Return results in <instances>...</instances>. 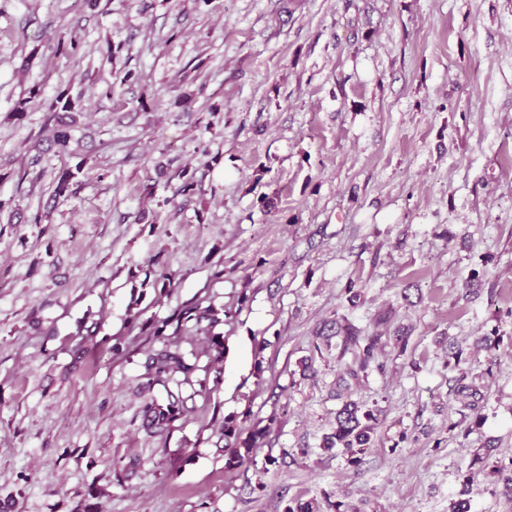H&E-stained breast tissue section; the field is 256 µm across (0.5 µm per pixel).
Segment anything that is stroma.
Returning a JSON list of instances; mask_svg holds the SVG:
<instances>
[{"instance_id": "1", "label": "stroma", "mask_w": 512, "mask_h": 512, "mask_svg": "<svg viewBox=\"0 0 512 512\" xmlns=\"http://www.w3.org/2000/svg\"><path fill=\"white\" fill-rule=\"evenodd\" d=\"M61 93L88 161L54 200ZM0 199L45 217L0 215L7 512H512L474 462L512 459V0H0ZM198 300L206 386L148 435L147 328ZM336 317L382 334L378 367L344 378ZM348 400L380 421L355 467L322 449ZM225 421L256 442L232 470ZM46 121L47 150L54 149L57 153H69V144L72 138L71 131L79 123L83 112L77 107L74 100L64 94L58 96L49 106Z\"/></svg>"}]
</instances>
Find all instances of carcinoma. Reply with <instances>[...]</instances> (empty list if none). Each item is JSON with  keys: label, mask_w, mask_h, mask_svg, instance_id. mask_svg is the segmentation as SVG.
I'll use <instances>...</instances> for the list:
<instances>
[{"label": "carcinoma", "mask_w": 512, "mask_h": 512, "mask_svg": "<svg viewBox=\"0 0 512 512\" xmlns=\"http://www.w3.org/2000/svg\"><path fill=\"white\" fill-rule=\"evenodd\" d=\"M58 51L72 60L83 57L82 43L75 36L67 40H59ZM81 116L82 111L74 100L68 96H58L49 106L46 121L48 148L58 153L69 152L71 131L79 123ZM82 168L81 160L73 167L69 165L61 167L51 182L52 196L60 198L70 195L73 180ZM205 319L214 320L213 310L209 307L201 308L196 304L182 309L153 331V335L162 341V345L146 351L145 389L151 390L157 385L163 387L167 395V403L160 404L153 396L143 403L140 409L141 427L151 433L165 431L184 412V400L170 388V384L173 383L179 387L193 383L198 366L180 352L179 342L183 336L189 334L188 322L193 320L198 326ZM169 328L172 332L168 334L166 330ZM317 335L326 339L333 336L339 338L340 355L343 356L348 352L354 354L357 367L346 369V374L352 378L358 377L359 372L366 371L372 363L376 362L378 352L384 347L381 336L377 334L363 336L360 329L340 322L334 326H323ZM378 426L379 421L373 410L365 409L363 405L351 400L336 413V426L324 437L322 449L329 451L334 448L346 458L348 464L356 466L361 462V455L371 447ZM491 473L496 478V483L502 486V494L512 498V467L505 468L493 463ZM342 506L341 502L335 504L329 502L323 505L314 498L297 499L285 508V512H324L326 508L341 512Z\"/></svg>", "instance_id": "1"}]
</instances>
